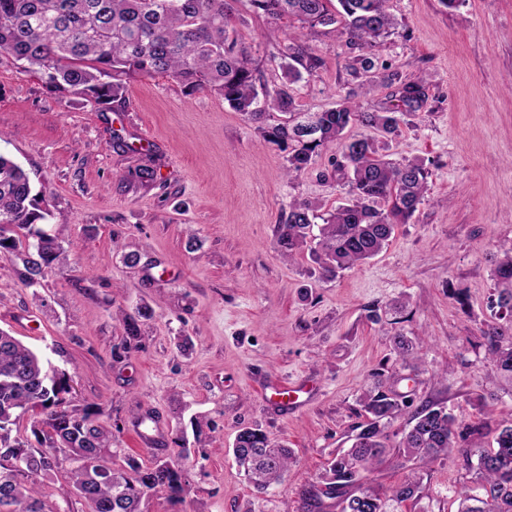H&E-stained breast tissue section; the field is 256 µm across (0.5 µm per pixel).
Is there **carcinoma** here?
Instances as JSON below:
<instances>
[{
    "label": "carcinoma",
    "mask_w": 512,
    "mask_h": 512,
    "mask_svg": "<svg viewBox=\"0 0 512 512\" xmlns=\"http://www.w3.org/2000/svg\"><path fill=\"white\" fill-rule=\"evenodd\" d=\"M251 2L268 18H292L303 28L344 23L350 48L361 51L348 65L351 75L370 74L358 87L371 92L393 86L391 99L379 111L362 112L349 102L356 95L350 91L348 102L338 107L314 114L297 111L288 84L320 66L297 31L288 34L278 52L288 83L259 99L257 68L232 27L228 0H0V50L45 78L51 91L96 105L122 98L126 80L134 76L168 74L191 92H213L287 153L290 178L314 164L324 149L336 147L331 176L347 188L348 199L327 212L317 235L313 219L320 206L292 201L276 240L290 259L309 247L321 274L332 278L382 252L395 228L413 216L429 175L423 163L393 162L374 138H348L346 130L359 124L398 133L400 122L422 106L426 88L421 81L402 80L372 56L377 41L394 26L388 0H336L334 13L328 8L331 0ZM271 110L286 119L267 123ZM46 215L23 168L0 153V249L15 251L22 244L13 235L4 236L3 225L28 231ZM63 242L59 232L40 233L22 244L24 285L34 286L45 269L66 262ZM493 280L492 321L482 330L483 346L494 371L512 380V248L497 261ZM139 316L144 313L123 316L125 336L112 350L114 358L141 348ZM69 388L67 373H48L32 349L0 330V512H46L37 477L59 466L62 457L75 463L70 492L89 512H142L143 501L158 492L181 498L187 476L178 461L157 459L145 467L132 461L127 472L112 468L106 458L112 432L98 423L104 409L64 405L61 394ZM360 402L367 420L355 427L351 447L336 453L319 480L301 493L304 508L399 512L403 503L420 499L417 478H408L383 497L370 475L393 459L426 465L451 458L465 471L455 490L457 512H512V418L500 422L494 446L486 449L472 441L479 428L457 419L442 404L400 401L381 380ZM31 408L41 410V418L31 425L37 448L12 435V425ZM405 411L409 428L390 445L387 425ZM233 456L259 491L279 485L292 462L290 450L257 425L238 430Z\"/></svg>",
    "instance_id": "1"
}]
</instances>
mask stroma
<instances>
[{"label": "stroma", "instance_id": "1", "mask_svg": "<svg viewBox=\"0 0 512 512\" xmlns=\"http://www.w3.org/2000/svg\"><path fill=\"white\" fill-rule=\"evenodd\" d=\"M232 23L259 66L258 92L284 75L271 63L286 33L251 0H233ZM395 28L374 49L405 80L422 79L427 97L388 142L396 161L429 171L428 191L408 223L376 257L323 277L309 256L288 261L276 244L291 200L323 209L345 196L324 150L296 178L286 154L207 91L176 78L132 79L121 101L98 106L50 92L39 74L0 51V151L27 172L69 254L36 287L22 284L15 252L0 251V329L67 372L70 406H102L112 465L167 458L173 443L143 447L134 416L151 412L180 424L190 453L184 501L149 497L143 512H302L299 492L365 415L359 403L375 373L415 403L438 402L484 427L483 447L512 396L501 394L478 345L491 318L493 270L512 247V0H389ZM321 60L295 83L300 111L343 102L351 51L342 25L308 29ZM152 167L142 180L139 168ZM196 247H189V239ZM139 252L127 265L126 252ZM142 305L143 348L113 358L122 316ZM415 339L412 374L389 338ZM307 380L318 394L302 409L273 414L264 382ZM259 425L292 452L282 484L258 492L232 455L244 426ZM70 461L41 474L48 512H86L67 495ZM421 498L402 512H456L462 480L455 462L389 464L374 485L408 476Z\"/></svg>", "mask_w": 512, "mask_h": 512}]
</instances>
